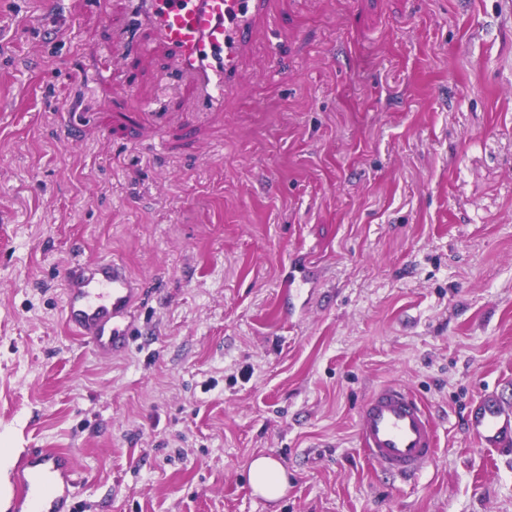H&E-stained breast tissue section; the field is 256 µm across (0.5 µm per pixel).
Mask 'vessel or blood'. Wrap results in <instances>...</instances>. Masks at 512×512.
Masks as SVG:
<instances>
[{
    "mask_svg": "<svg viewBox=\"0 0 512 512\" xmlns=\"http://www.w3.org/2000/svg\"><path fill=\"white\" fill-rule=\"evenodd\" d=\"M261 0H136L149 13L176 69L205 91L222 88L234 73ZM138 290L125 266L98 262L90 273L64 279L63 319L96 353L110 354L133 334L131 310ZM470 437L487 448L512 446V405L498 395L481 396L466 417ZM364 456L386 474L411 479L438 453L436 427L409 389L386 384L372 392L357 417ZM12 490L0 491V512H71L78 484L72 453L26 449Z\"/></svg>",
    "mask_w": 512,
    "mask_h": 512,
    "instance_id": "vessel-or-blood-1",
    "label": "vessel or blood"
}]
</instances>
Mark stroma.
<instances>
[{"label":"stroma","instance_id":"stroma-1","mask_svg":"<svg viewBox=\"0 0 512 512\" xmlns=\"http://www.w3.org/2000/svg\"><path fill=\"white\" fill-rule=\"evenodd\" d=\"M135 0H0V484L74 451L75 512H512V0H266L221 105ZM145 291L104 358L63 277ZM412 390L436 460L355 439ZM276 458L278 500L248 462ZM357 441L386 474L412 479L437 456L436 427L422 401L398 384L382 385L361 406ZM470 437L486 448L512 446V406L497 394H484L466 417ZM252 494L268 501L280 499L288 489V476L280 462L268 455L254 457L248 468Z\"/></svg>","mask_w":512,"mask_h":512}]
</instances>
